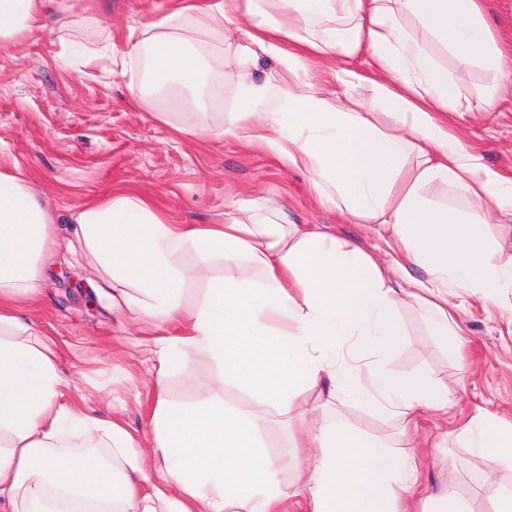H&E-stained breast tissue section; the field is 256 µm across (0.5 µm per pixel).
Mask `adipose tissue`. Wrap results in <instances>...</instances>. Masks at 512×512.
<instances>
[{"mask_svg":"<svg viewBox=\"0 0 512 512\" xmlns=\"http://www.w3.org/2000/svg\"><path fill=\"white\" fill-rule=\"evenodd\" d=\"M285 2L277 15L265 0H181L153 21L147 43L121 54L109 43L104 53L118 57L136 99L172 83L199 86L223 68V56L198 55L192 28L175 32L185 18L232 25L246 58H279L281 70L262 83H243L250 107L236 113L223 136L264 144L309 171L318 201L351 223L387 225L391 263L327 228L280 223L260 204L244 218L225 212L220 224H172L135 191L80 207L72 236L62 242L22 168L0 166V512H282L289 493L278 480L279 463L259 441L261 423L225 407L223 383L291 422L305 393L329 373L338 395L407 426L421 412H447L448 390L427 375H397L389 367L403 343L404 299L427 303L442 335L457 340L458 290L498 304L512 296V256H494L482 231L490 216L512 223V174L485 166L439 118L492 101L469 100L460 90L473 66L500 67L503 51L484 0ZM66 8V0H0V48L15 47ZM407 17L453 54L454 69L441 67L410 34ZM147 46L143 75L138 62ZM360 55L384 76L371 98L330 108L312 84L298 81L308 60L330 56L343 65V85L365 83L350 66ZM379 107L392 110L395 132L374 124ZM435 182L460 190L470 210L433 205L424 189ZM60 248L72 266L94 259L101 289L119 293L139 320L179 328L155 352L158 380L175 368L188 371L199 352L215 366L218 388L191 403L158 396L150 454L138 451L121 425L67 397L54 345L20 315L40 301ZM182 252L194 254L193 270L176 264ZM241 259L261 280L213 278L214 265ZM411 263L425 266L427 279L411 278ZM190 277L208 280L209 288L187 306L179 293ZM455 440L488 461L483 488L492 512H512V488L497 480L512 472V420L478 410L456 428ZM299 445L313 451L302 488L310 512H408L419 481L411 459L395 463L370 439L334 423ZM148 481L152 489L143 490Z\"/></svg>","mask_w":512,"mask_h":512,"instance_id":"1","label":"adipose tissue"}]
</instances>
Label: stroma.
Here are the masks:
<instances>
[{
	"instance_id": "35a3bbf8",
	"label": "stroma",
	"mask_w": 512,
	"mask_h": 512,
	"mask_svg": "<svg viewBox=\"0 0 512 512\" xmlns=\"http://www.w3.org/2000/svg\"><path fill=\"white\" fill-rule=\"evenodd\" d=\"M70 5L67 14L49 18L48 31L0 51V164L15 162L31 174L34 188L46 193L61 235H69L71 215L82 204L125 188L152 198L173 224L220 222L225 210L249 207L261 197L281 208L282 223L327 226L378 260H390L384 226L354 224L322 208L307 171L288 166L263 145L248 147L222 136L229 118L248 107L239 91L243 79L263 80L278 69L275 58L240 59L237 38L202 28L196 50L224 57L223 71L209 81L205 111H194L188 95L179 105L158 95L136 101L128 94L127 75L97 50L108 38L123 48L128 26L152 21L170 10L171 0H70ZM448 125L485 165L512 173V91L492 109L461 119L449 116ZM99 280L93 260L76 268L58 262L45 283L43 303L24 315L55 340L61 372L85 397L87 409L120 422L145 450L153 440L149 418L156 392L149 347L173 332L110 306L91 289ZM455 302L465 330L462 348L437 336L425 308L408 300L399 308L406 336L390 362L395 373L422 372L447 385V416L425 415L403 434L390 416L337 399L327 375L308 392L301 410L305 430L343 420L387 451H410L426 494L451 492L473 512H490L481 487L485 462L455 442L442 448L438 441L477 409L512 416V309L467 292ZM191 369L188 379L177 371L169 375L170 401L191 402L213 385L208 355L196 354ZM224 402L263 417L260 440L269 457L289 462L279 472L280 483L299 488L303 467L295 462L300 451L292 446L287 422L266 414L230 383Z\"/></svg>"
}]
</instances>
